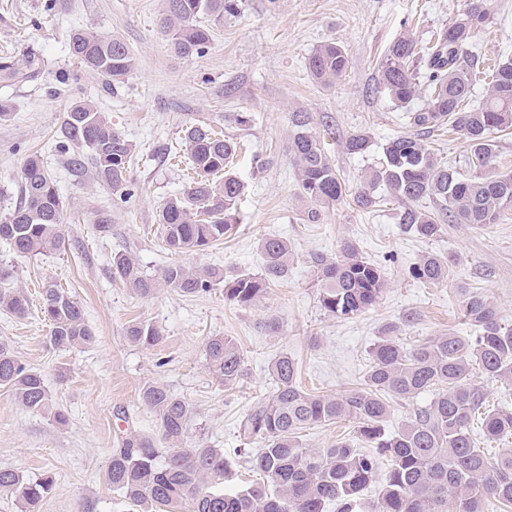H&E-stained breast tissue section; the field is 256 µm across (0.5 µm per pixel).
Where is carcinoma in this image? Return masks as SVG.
Here are the masks:
<instances>
[{
	"label": "carcinoma",
	"instance_id": "obj_1",
	"mask_svg": "<svg viewBox=\"0 0 512 512\" xmlns=\"http://www.w3.org/2000/svg\"><path fill=\"white\" fill-rule=\"evenodd\" d=\"M237 9V0H165L160 27L176 55H199L210 43V31L198 24L199 15L221 19ZM489 22L487 0H470L461 16L428 43L420 45L412 34L404 33L389 46L376 90L400 107L424 93L428 98L424 107L407 113L413 132L383 145L382 162L370 169L355 195L358 208L375 207L379 198L374 188L382 185L404 204L401 223L426 239L439 235L442 226L431 213L415 207L422 198L433 199L448 222L457 224H496L512 209V172H503L496 164V134L512 128V58L488 69L485 100L479 106L464 104L473 86V32ZM70 49L86 71L114 86L125 82L136 67V58L122 39L105 38L91 29L74 31ZM43 67L41 54L33 48L21 59L0 56V82L33 83ZM348 68L347 49L334 42L320 45L307 62L310 77L325 85L342 78ZM292 124L290 153L301 197L315 204L343 201L348 189L310 131V117L296 112ZM444 125L469 144L468 164L477 175L461 177L422 143L419 133ZM61 136L59 148H73L74 174H84L89 157L97 177L112 186L119 200L132 196L126 180L132 146L112 128L96 102H74L64 114ZM370 147L371 139L363 132L344 142L353 155ZM236 153L237 142L203 121L185 128L174 157L186 163L193 177L181 194L163 203L158 214L170 251H204L232 232L244 184L225 168ZM63 212L52 177L42 160L31 156L22 171L20 203L0 215V240L21 257L58 250L64 243ZM259 249L263 273L242 272L229 280L218 268L180 263L152 276L124 252L112 257V270L140 297L153 295L161 284L195 297L222 283L225 300L247 306L260 302L288 274L292 256L288 241L276 236L262 239ZM312 266L321 288V306L338 319H350L374 306L385 289L381 270L349 243L334 258L314 255ZM13 273L7 266L0 268V311L24 317L29 303L14 286ZM448 274V262L434 254L424 256L412 269L414 278L428 283L442 282ZM460 309L474 328L472 336L441 334L407 349L395 336L396 326L385 327L371 349L363 387L343 395L302 390L295 361L286 353L279 356L271 365L273 393L255 404L237 426L240 453L250 470L267 478L265 483L236 492L220 488L231 469L224 451L189 438L192 410L156 382L140 391L141 402L155 414L156 432L131 431L121 437L111 452L107 481L138 512H175L184 503L191 512H324L331 502L339 504L340 512H480L487 496L512 504V448L492 458L471 434L476 416L487 439L512 434V411L487 408L484 387L469 382L470 368L476 365L504 390L512 388V329L501 325L495 306L481 291H463ZM40 311L49 323L47 343L52 348L70 350L94 341L82 306L63 289L45 286ZM125 338L134 346L149 348L158 343L160 332L138 321L126 327ZM205 354L209 368L224 385L243 379L244 357L235 338L209 337ZM0 385L28 410L43 412L50 407L51 395L42 375L2 344ZM429 391L434 392L432 400L408 424L396 431L386 429L388 397L406 399ZM347 419L357 422L358 437L372 452L363 453L344 440L317 449L300 443L301 430ZM381 459L389 461L384 472L379 469ZM374 483L379 484V492L369 503L361 492ZM54 484L55 478L47 473L26 480L13 469H0V491L15 492L23 512H38Z\"/></svg>",
	"mask_w": 512,
	"mask_h": 512
}]
</instances>
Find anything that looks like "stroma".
<instances>
[{
	"mask_svg": "<svg viewBox=\"0 0 512 512\" xmlns=\"http://www.w3.org/2000/svg\"><path fill=\"white\" fill-rule=\"evenodd\" d=\"M467 2L238 0L235 15H199L210 44L204 54L183 58L160 29L163 0H0V56L19 57L33 48L48 63L38 82L0 87V96L13 104L11 117L0 120V213L14 207L24 162L35 152L65 204L60 250L19 257L0 243V263L13 268L14 283L29 301L26 317L0 313V344L41 373L53 405L68 414L67 425L57 426L50 413L27 410L0 386V468L30 479L55 477L40 512H79L88 498L97 500L99 512H129L106 472L117 437L155 428L153 412L140 401L146 383L163 384L190 405L192 435L223 449L233 462L226 486L242 490L257 476L237 454V423L272 394L270 366L280 355L295 360L305 390L334 396L361 388L369 352L387 325H400L409 347L448 331L471 335L459 307L464 289L483 291L502 324L512 327V210L495 224L447 223L436 238L422 239L400 223L404 206L398 200L364 211L351 198L317 207L302 199L288 151L293 113H309L312 132L324 141L349 191L361 188L383 144L407 130L404 108L374 89L389 44L407 31L430 38L455 22ZM491 8V25L473 37L488 64L512 58V0H491ZM76 28L125 41L137 60L125 84L114 88L85 71L69 50ZM327 41L346 46L350 57L345 76L331 86L313 82L306 71L309 55ZM62 72L69 76L64 85L57 80ZM87 98L133 148L134 195L128 202H114L111 187L94 172L72 177L67 154L56 149L66 110ZM197 120L238 142L232 169L245 185L244 202L229 237L178 255L165 246L158 213L188 182L185 166L174 165L167 154ZM355 132L370 135L369 153L344 150ZM423 141L472 176L469 148L458 134L434 131ZM312 210L318 213L313 221L307 217ZM101 223L109 224V233L98 231ZM271 235L288 240L293 261L287 279L253 306L225 300L220 289L185 297L161 286L142 298L112 273V256L120 251L153 276L175 262L215 265L228 278L259 274L264 262L258 243ZM345 242L380 267L385 290L373 307L342 320L320 305L311 257L336 256ZM426 254L447 260L446 281L429 284L411 276ZM50 282L83 307L95 336L88 347L60 351L47 345L49 325L40 305ZM408 315L413 323H405ZM133 321L154 325L160 342L150 348L128 343L125 328ZM215 335L235 337L242 350L246 374L234 387L208 368L205 343Z\"/></svg>",
	"mask_w": 512,
	"mask_h": 512,
	"instance_id": "35a3bbf8",
	"label": "stroma"
}]
</instances>
